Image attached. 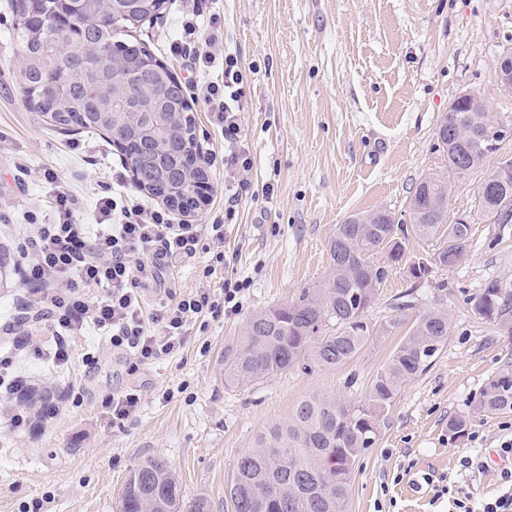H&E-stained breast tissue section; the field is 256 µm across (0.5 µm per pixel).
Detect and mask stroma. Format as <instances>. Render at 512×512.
Masks as SVG:
<instances>
[{
  "mask_svg": "<svg viewBox=\"0 0 512 512\" xmlns=\"http://www.w3.org/2000/svg\"><path fill=\"white\" fill-rule=\"evenodd\" d=\"M186 0H164L138 42L188 90L209 190L179 224H205L224 211V142L206 105L191 90L221 64L192 67L172 57L167 38ZM224 43L240 59L248 105L241 115L253 156L251 188L224 228L225 277L245 282L237 313L207 319L178 355L131 369L129 354L95 337L78 339L80 356L54 372L25 363L22 386L58 396L73 381L77 399L47 422L13 432L0 424V512H118L129 473L153 457L178 477L184 505L208 500L224 512V485L238 458L268 425L286 420L301 399L326 393L363 399L406 332L382 333L359 358L336 369L293 368L243 388L224 384V347L239 339L249 315L294 300L328 273V244L350 215L407 212L409 197L439 164L434 137L460 94L481 96L491 117L512 126V91L497 80V60L512 52V0H218ZM11 0H0V315L33 324L16 248L27 222L51 220L55 186L78 198L82 223L95 224L98 192L123 171L121 153L103 135L63 132L29 102L22 85L23 47L12 30ZM512 157V136L481 171L452 179L448 223L471 226L455 268L417 281L409 267L432 251L410 238L368 312L392 318L399 297L413 292L414 319L440 308L448 340L420 376L402 384L372 448L359 459L348 512H451L504 489L495 461L512 438V411L475 412L482 388L512 363V336L475 316L464 299L495 282L512 289V224H497L480 205L478 186L499 159ZM58 177L49 183L46 172ZM208 254L155 268L165 287L187 293L202 284ZM92 362H85L84 354ZM138 390L141 404L117 427L104 399ZM457 415L470 420L464 438L448 431ZM475 466L462 465L464 457ZM447 487L436 498V487Z\"/></svg>",
  "mask_w": 512,
  "mask_h": 512,
  "instance_id": "35a3bbf8",
  "label": "stroma"
}]
</instances>
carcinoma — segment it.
Listing matches in <instances>:
<instances>
[{
    "instance_id": "carcinoma-1",
    "label": "carcinoma",
    "mask_w": 512,
    "mask_h": 512,
    "mask_svg": "<svg viewBox=\"0 0 512 512\" xmlns=\"http://www.w3.org/2000/svg\"><path fill=\"white\" fill-rule=\"evenodd\" d=\"M136 16L113 17L112 9L100 10L98 0H12L13 30L24 47L21 70L29 99L41 102L42 111L56 112L53 126L61 130L109 133L121 145L139 186L162 198L172 209L198 206L191 191L175 200L165 193L164 181L148 173L139 153L142 134L164 137L151 125L140 133L112 127L101 121L95 105L99 84L72 81L68 55H51L54 43H69L80 56L92 45L97 52L124 55L131 66L140 58L150 61L147 75L158 73L157 97L169 90L179 104L164 103L156 112H182L181 124L171 141L181 150V163L192 167L198 160L195 118L185 89L167 66L129 39L130 33L161 8ZM458 131L454 143L436 146L441 166L425 175L408 202L412 233L436 241L437 248L413 263L415 279L430 276L433 269L455 267L464 256L471 235L469 224H447V209L434 199L448 193L450 178L468 174L488 157L482 135L499 126L487 112L474 111L466 102L441 119ZM463 155L469 170L455 169V157ZM482 210L498 224L512 222V190L498 196H480ZM358 213L338 225L329 244V271L315 287L292 302L253 313L243 336L224 347V385L244 387L295 366L324 368L344 366L377 336L379 329L366 319L380 286L404 257L408 240L404 225L382 215L376 224H365ZM467 305L480 317L512 335V290L490 283L467 296ZM448 339V314L433 309L416 317L408 332L372 380L365 400L341 401L314 393L296 406L288 420L271 424L254 448L242 455L224 488L231 512H347L349 493L362 453L372 447L387 421L403 383L419 376L432 364ZM478 409L487 413L512 409V368L495 375L480 393ZM181 487L162 458H152L130 473L123 488L120 512H176Z\"/></svg>"
}]
</instances>
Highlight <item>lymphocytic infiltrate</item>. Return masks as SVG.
Masks as SVG:
<instances>
[{
    "label": "lymphocytic infiltrate",
    "instance_id": "obj_1",
    "mask_svg": "<svg viewBox=\"0 0 512 512\" xmlns=\"http://www.w3.org/2000/svg\"><path fill=\"white\" fill-rule=\"evenodd\" d=\"M169 49L198 65L224 61L220 79L197 86L196 91L224 136V172L237 182L236 193L226 199L225 213L233 215L239 192L248 187L245 174L253 162L241 141L244 76L237 57L224 51L219 13L212 6H198L182 19L181 36ZM77 205L68 190H57L53 221L34 225L19 251L23 282L38 294L43 318L52 330L53 342L45 349L52 366L67 364L75 337L92 332L113 349L130 353L136 363L148 364L180 353L200 317L235 313L234 301L243 290L237 280L224 279L215 292L200 288L170 294L148 317L139 291L140 279L150 274L145 258H191L206 240L217 248L216 263H223L222 220L176 224L166 211L145 206L137 198L120 205L103 196L97 206L107 223L94 230L80 223Z\"/></svg>",
    "mask_w": 512,
    "mask_h": 512
}]
</instances>
